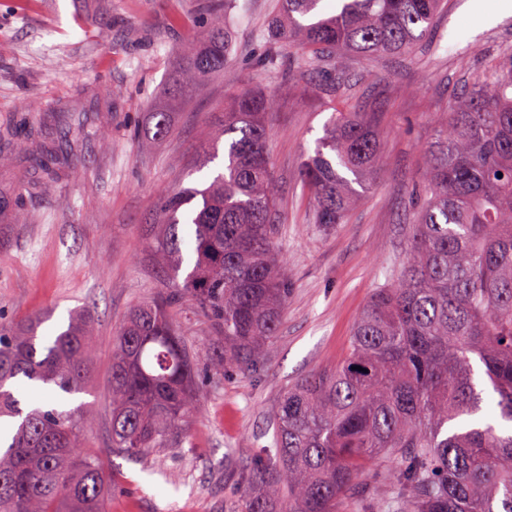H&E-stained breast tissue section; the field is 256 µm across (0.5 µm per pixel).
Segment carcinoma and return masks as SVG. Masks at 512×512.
I'll use <instances>...</instances> for the list:
<instances>
[{
  "instance_id": "cac0c4a2",
  "label": "carcinoma",
  "mask_w": 512,
  "mask_h": 512,
  "mask_svg": "<svg viewBox=\"0 0 512 512\" xmlns=\"http://www.w3.org/2000/svg\"><path fill=\"white\" fill-rule=\"evenodd\" d=\"M282 0L284 21L257 67L307 50L308 71L345 85L336 59L409 56L444 0ZM231 0H203L209 35L172 78L169 98L195 95L224 70ZM306 71V72H308ZM304 71L288 74L297 82ZM269 95L231 99L212 143L224 168L201 188L162 196L153 252L167 288L134 306L112 337L111 445L127 458L172 448L196 411L197 363L169 309L188 302L211 321L224 355L214 375L259 368L288 306L279 265V199L267 148ZM379 135L360 112L335 111L299 158L314 221L343 224L371 186ZM425 196L413 205L402 260L355 323L344 359L282 394L272 447L237 470L235 512H360L383 507L362 491L366 462H391L393 512H512V51L448 97L443 132L424 153ZM42 318L0 324V512H103L109 480L81 455L90 416L25 410V393L55 400L84 390L94 355L90 317L42 336ZM362 370H356V367Z\"/></svg>"
}]
</instances>
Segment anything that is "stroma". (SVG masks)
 Returning <instances> with one entry per match:
<instances>
[{
	"instance_id": "obj_1",
	"label": "stroma",
	"mask_w": 512,
	"mask_h": 512,
	"mask_svg": "<svg viewBox=\"0 0 512 512\" xmlns=\"http://www.w3.org/2000/svg\"><path fill=\"white\" fill-rule=\"evenodd\" d=\"M201 3L0 0V322L41 315L46 332L72 309L90 311L89 383L66 407L93 418L84 451L112 481L105 512H233L234 473L271 444L284 388L340 362L386 267L402 259L423 150L449 95L512 49V11L500 0H484L479 13L470 0H447L411 57L343 61L349 83L329 93L314 74L289 82L305 66L300 52L257 69L280 0H236L226 24L230 65L173 106L168 82L206 31ZM255 86L272 95L264 120L281 200L285 317L260 373L234 367L217 376L211 324L190 304L174 307L199 359V410L176 447L125 459L111 447L113 332L134 304L164 292L149 247L162 193L221 170L222 159L205 161L203 150L232 94ZM339 107L371 114L384 158L347 223L325 230L313 222L298 161ZM159 109L169 113V132L155 138L148 130ZM43 156L51 172L40 167Z\"/></svg>"
}]
</instances>
